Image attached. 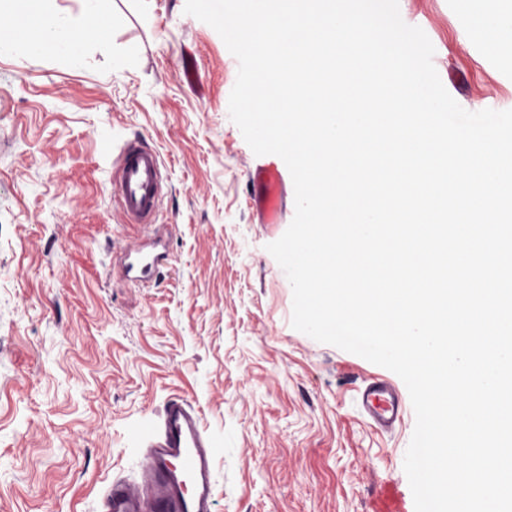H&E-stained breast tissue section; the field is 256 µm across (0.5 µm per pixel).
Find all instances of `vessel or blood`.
<instances>
[{
    "label": "vessel or blood",
    "mask_w": 512,
    "mask_h": 512,
    "mask_svg": "<svg viewBox=\"0 0 512 512\" xmlns=\"http://www.w3.org/2000/svg\"><path fill=\"white\" fill-rule=\"evenodd\" d=\"M252 179L263 188L254 205L264 223H280L284 175L277 156L257 164ZM164 187L158 152L140 140L125 142L112 167V198L128 222L152 224ZM359 398L363 412L378 427L390 429L401 422L404 403L392 380L370 379ZM213 458L193 406L183 399L169 400L143 450L137 483L107 484L99 512H212Z\"/></svg>",
    "instance_id": "vessel-or-blood-1"
}]
</instances>
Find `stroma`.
Segmentation results:
<instances>
[{"mask_svg":"<svg viewBox=\"0 0 512 512\" xmlns=\"http://www.w3.org/2000/svg\"><path fill=\"white\" fill-rule=\"evenodd\" d=\"M186 0H109L106 33L51 0L81 40L0 48V512H98L102 487L137 479L168 400L199 411L214 457V512H414L403 469L415 425L363 414L386 368L291 325L292 288L266 246L279 224L251 199L258 161L231 121L238 61ZM431 40L450 95L512 109V55L491 51L457 0H399ZM191 53L198 83L177 71ZM140 139L167 188L149 231L111 199L112 162ZM159 239L144 281L127 248Z\"/></svg>","mask_w":512,"mask_h":512,"instance_id":"obj_1","label":"stroma"}]
</instances>
